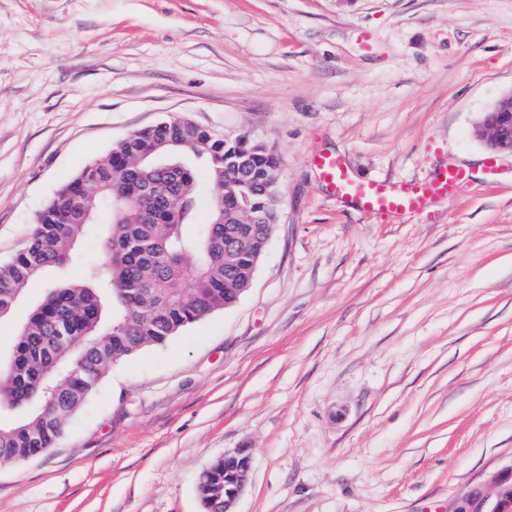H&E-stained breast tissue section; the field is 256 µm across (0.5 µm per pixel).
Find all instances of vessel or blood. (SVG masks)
<instances>
[{
  "instance_id": "1",
  "label": "vessel or blood",
  "mask_w": 512,
  "mask_h": 512,
  "mask_svg": "<svg viewBox=\"0 0 512 512\" xmlns=\"http://www.w3.org/2000/svg\"><path fill=\"white\" fill-rule=\"evenodd\" d=\"M315 163L332 191L354 200L364 209L379 214H418L430 203L459 195L469 184L467 173L451 167L428 183L405 182L392 185L357 184L346 175L341 161L331 155L316 158Z\"/></svg>"
}]
</instances>
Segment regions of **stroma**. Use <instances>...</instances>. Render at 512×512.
<instances>
[{
	"mask_svg": "<svg viewBox=\"0 0 512 512\" xmlns=\"http://www.w3.org/2000/svg\"><path fill=\"white\" fill-rule=\"evenodd\" d=\"M511 90L512 0H0V263L165 119L265 143L281 183L251 288L113 365L54 448L0 459V512H203L201 473L236 448L237 512H456L489 490L512 470V155L475 127ZM321 154L358 181L471 180L375 215Z\"/></svg>",
	"mask_w": 512,
	"mask_h": 512,
	"instance_id": "stroma-1",
	"label": "stroma"
}]
</instances>
